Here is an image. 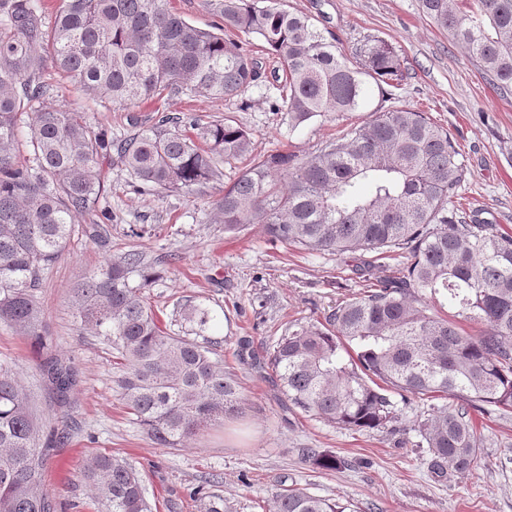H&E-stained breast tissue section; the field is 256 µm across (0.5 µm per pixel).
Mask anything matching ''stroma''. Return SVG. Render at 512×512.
<instances>
[{
  "label": "stroma",
  "mask_w": 512,
  "mask_h": 512,
  "mask_svg": "<svg viewBox=\"0 0 512 512\" xmlns=\"http://www.w3.org/2000/svg\"><path fill=\"white\" fill-rule=\"evenodd\" d=\"M281 5L335 32L345 49L368 35L390 42L407 69L394 101H384L372 83L362 111L329 112L291 128L274 107L278 59L254 37L252 56L261 77L239 97L180 95L122 109L106 96L81 94L47 66L43 79L49 92L37 104L85 113L112 140L150 127L163 115L204 122L226 118L249 133L254 154L286 149L301 158L388 104L408 106L456 140L468 169L460 189L463 207L484 212L512 234V94L500 96L487 84L470 55L422 14L419 0H281ZM239 170L236 164L225 166L218 183L148 191L116 157L100 161L103 190L95 209L78 222L83 228L103 224L107 244L76 235L37 292L45 344L77 372L66 409H59L43 386L41 359L30 341L0 324V366L32 392L52 442L41 481L54 512H100L81 473L103 453L142 470L153 512H202L190 492L204 483L222 497L224 512H268L273 496L288 486L339 502L346 512H512V417L491 406L477 415L478 466L437 480L416 429L427 402L402 406L400 429L348 430L287 408L271 369L242 360L245 350L264 355L288 325L324 320L336 304L360 292L363 280L385 278L399 262L370 251L298 249L270 241L260 224L225 232L213 221V203L221 184L233 182ZM131 249L153 267L144 297L168 331L190 335L185 305L213 316L200 340L223 360L225 372L235 375L243 399L242 417H227L176 448L156 445L127 413L113 383L111 347L83 329L71 304L70 288L79 276ZM308 448L335 454L345 468H313L304 456Z\"/></svg>",
  "instance_id": "35a3bbf8"
}]
</instances>
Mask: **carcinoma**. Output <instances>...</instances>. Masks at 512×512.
Returning <instances> with one entry per match:
<instances>
[{
    "label": "carcinoma",
    "mask_w": 512,
    "mask_h": 512,
    "mask_svg": "<svg viewBox=\"0 0 512 512\" xmlns=\"http://www.w3.org/2000/svg\"><path fill=\"white\" fill-rule=\"evenodd\" d=\"M423 14L477 61L493 89L512 93V0H419ZM224 28L257 36L279 60L278 111L297 128L327 112H356L372 79L396 88L405 78L395 48L366 37L352 55L337 35L278 0H216ZM0 323L43 342L36 292L45 270L82 229L77 216L102 192L96 167L117 155L138 181L171 190L222 177L224 165L249 163L215 200L214 220L238 233L263 224L275 241L304 250L377 251L405 259L388 277L336 305L322 321L288 326L266 364L288 403L355 431L401 424L397 404L438 393L417 425L437 478L470 471L480 459L472 414L495 406L512 413V235L465 209L458 190L466 169L448 129L405 106L299 158L280 150L252 155L242 127L214 119L193 134L161 124L109 140L83 113H32L27 145L37 170L19 164L23 110L47 91L50 62L85 94L126 107L172 94L209 99L243 95L260 78L234 38L192 26L168 0H60L52 25L35 0H0ZM386 87L380 88L386 94ZM84 233L100 243L92 226ZM151 264L129 250L73 285L80 324L118 360L116 392L151 439L176 448L228 415L241 413L239 383L212 349L175 336L146 306ZM448 303L450 317L438 315ZM481 325L476 334L462 323ZM45 384L69 402L75 370L53 354ZM51 448L31 394L0 367V512H53L41 488ZM306 458L338 470L345 460L310 449ZM83 480L102 512H151L138 470L100 454ZM204 512L221 498L197 488ZM270 512H344L338 503L287 487Z\"/></svg>",
    "instance_id": "1"
}]
</instances>
